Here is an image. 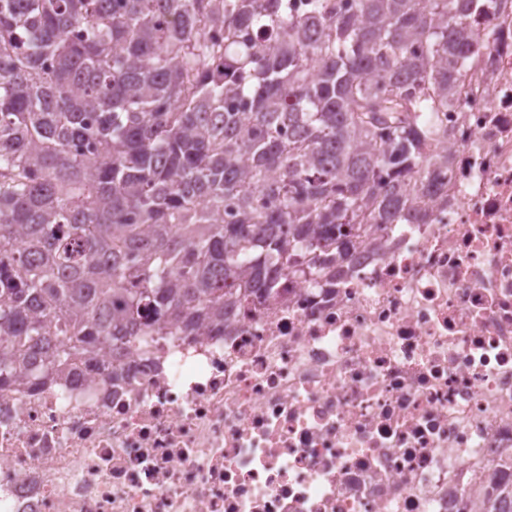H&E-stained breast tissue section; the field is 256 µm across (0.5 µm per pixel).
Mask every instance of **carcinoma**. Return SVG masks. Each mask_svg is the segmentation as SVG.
Segmentation results:
<instances>
[{"label": "carcinoma", "instance_id": "obj_1", "mask_svg": "<svg viewBox=\"0 0 512 512\" xmlns=\"http://www.w3.org/2000/svg\"><path fill=\"white\" fill-rule=\"evenodd\" d=\"M489 4L0 0V385L341 270L428 190Z\"/></svg>", "mask_w": 512, "mask_h": 512}]
</instances>
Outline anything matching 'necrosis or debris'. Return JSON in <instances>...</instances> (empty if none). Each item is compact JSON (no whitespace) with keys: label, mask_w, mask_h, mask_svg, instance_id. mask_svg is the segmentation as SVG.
Instances as JSON below:
<instances>
[{"label":"necrosis or debris","mask_w":512,"mask_h":512,"mask_svg":"<svg viewBox=\"0 0 512 512\" xmlns=\"http://www.w3.org/2000/svg\"><path fill=\"white\" fill-rule=\"evenodd\" d=\"M421 223L223 330L0 388V512H458L512 459V0L476 15Z\"/></svg>","instance_id":"4bbe7bcc"}]
</instances>
